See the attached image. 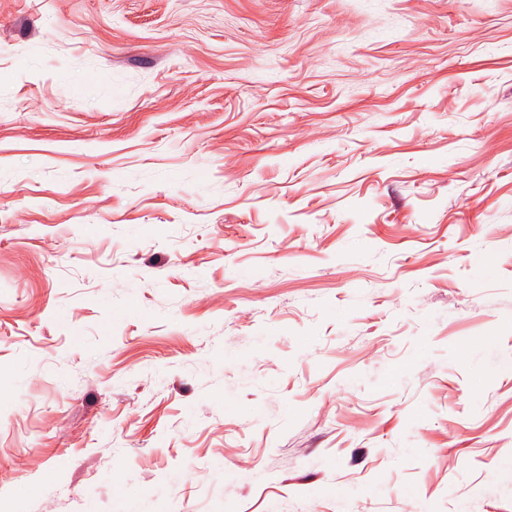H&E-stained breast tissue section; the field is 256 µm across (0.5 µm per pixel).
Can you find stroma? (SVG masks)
Instances as JSON below:
<instances>
[{"label": "stroma", "mask_w": 512, "mask_h": 512, "mask_svg": "<svg viewBox=\"0 0 512 512\" xmlns=\"http://www.w3.org/2000/svg\"><path fill=\"white\" fill-rule=\"evenodd\" d=\"M0 512H512V0H0Z\"/></svg>", "instance_id": "stroma-1"}]
</instances>
